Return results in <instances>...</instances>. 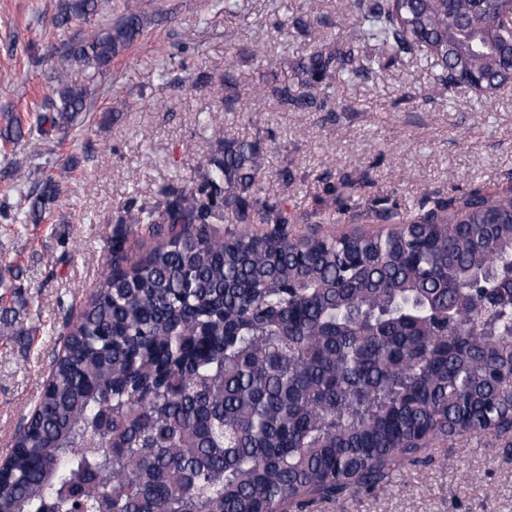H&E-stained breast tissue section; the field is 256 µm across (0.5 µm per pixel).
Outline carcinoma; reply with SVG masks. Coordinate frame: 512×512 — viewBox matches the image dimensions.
<instances>
[{
  "instance_id": "1",
  "label": "carcinoma",
  "mask_w": 512,
  "mask_h": 512,
  "mask_svg": "<svg viewBox=\"0 0 512 512\" xmlns=\"http://www.w3.org/2000/svg\"><path fill=\"white\" fill-rule=\"evenodd\" d=\"M140 0L115 26L65 43L53 111L28 132H68L89 87L142 34ZM378 59L433 63L448 89L512 71V4L351 0ZM98 0H65L57 23H87ZM353 50L313 52L283 103L348 70ZM84 79H68L72 67ZM232 58L214 95L238 101ZM254 145L225 142L197 186L171 189L116 223L107 269L72 323L0 477V512H292L372 490L425 449L512 431V189L417 203L395 232L288 237L259 206ZM61 193L51 178L29 194ZM263 224L261 236L211 224ZM158 240L127 263L128 236ZM21 288L0 293V333L21 336Z\"/></svg>"
}]
</instances>
